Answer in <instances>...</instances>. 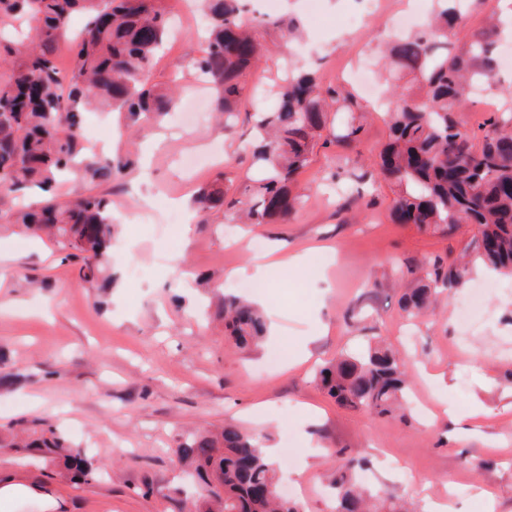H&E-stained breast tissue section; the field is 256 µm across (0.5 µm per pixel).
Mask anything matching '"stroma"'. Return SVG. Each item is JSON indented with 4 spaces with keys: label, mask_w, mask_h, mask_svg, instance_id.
<instances>
[{
    "label": "stroma",
    "mask_w": 512,
    "mask_h": 512,
    "mask_svg": "<svg viewBox=\"0 0 512 512\" xmlns=\"http://www.w3.org/2000/svg\"><path fill=\"white\" fill-rule=\"evenodd\" d=\"M432 0H380L360 31L345 18L363 0H323L324 17L308 18L303 0H280L278 12L301 19L304 37L288 42L278 28L258 34L272 51L245 79L234 132L206 118L185 134L172 126L118 136L111 117L87 115L93 149L134 151L138 164L125 182L102 185L123 210L108 254L114 277L102 292L76 280L77 265L52 242L18 234L0 256V427L38 431L61 427L72 447L99 469L97 481L74 483L61 456L0 447V482L21 480L56 504V512H178L174 490L186 483L175 462L182 434L215 431L225 422L261 434L277 448L282 489L303 512H333L323 479L328 453L357 450L369 465L365 485L379 495L432 512H512V277L473 267L467 287L453 290L435 313L408 321L398 299L424 260L457 257L463 231L422 233L390 220L393 193L373 175L372 159L388 138L373 101L358 96L364 114L360 144L317 145L297 177L302 204L285 224H170L164 208L143 223L144 201H191L223 178L241 189L251 164L253 114L277 109L270 92L285 63L336 82L339 65L357 59L376 78L387 104L409 93L382 67L380 46L400 35L391 15L428 14ZM203 44L181 28L156 60L152 80L192 93L191 62ZM512 106V74L473 95L456 119L482 138L490 113ZM217 161L188 167L195 143ZM286 251L318 247L319 271L266 270V302L279 316L263 344L240 352L215 317L232 294V271L252 268L254 245ZM491 291L470 324L457 309L482 282ZM384 340L407 353L413 398L422 402L407 422L375 419L338 407L320 391L314 372L342 350ZM309 343L306 361L296 355Z\"/></svg>",
    "instance_id": "1"
}]
</instances>
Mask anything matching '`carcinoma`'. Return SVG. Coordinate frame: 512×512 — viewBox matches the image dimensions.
<instances>
[{
	"instance_id": "carcinoma-1",
	"label": "carcinoma",
	"mask_w": 512,
	"mask_h": 512,
	"mask_svg": "<svg viewBox=\"0 0 512 512\" xmlns=\"http://www.w3.org/2000/svg\"><path fill=\"white\" fill-rule=\"evenodd\" d=\"M167 0H0V26L25 20L22 40L0 36V227L22 225L45 236L82 262L79 281L108 288L107 255L112 245V202L97 188L122 179L133 168L128 155L105 158L84 145L83 114L91 108L118 113L126 129L163 123L176 93L151 81L158 52L171 31ZM206 46L193 60L213 91L218 124L229 131L244 89L246 72L267 48L256 38V23L244 20L242 0H204ZM437 8L425 31L407 36L389 50L391 62L413 74L417 91L386 113L389 138L373 162L376 175L393 193L396 224L421 232H452L474 226L464 253L449 263L430 258L424 274L404 289L399 306L415 318L434 311L445 290L467 284L470 265L512 276V107L497 111L485 135L474 141L454 113L470 89L493 77L498 20L472 34L466 47L452 51L453 38L469 21L452 0ZM86 22L75 37V14ZM71 42V67L58 58ZM274 112L255 117L252 166L257 176L239 197H228L223 179L202 187L193 200L200 224L230 216L242 224L286 223L297 212L295 177L304 169L332 110L351 114L336 142L361 141L358 103L340 85L323 88L312 72L287 75ZM86 190L73 198L58 195L65 181ZM226 335L250 349L266 334L262 311L235 295L220 309ZM324 393L339 406L374 418L408 421L410 380L404 356L381 342L358 355L341 353L318 372ZM27 448L67 453V467L85 481L95 472L89 459L51 432ZM178 462L193 469L203 512H300L279 501L277 467L253 436L228 422L217 433H190L178 445ZM364 457L340 455L331 477L336 512H414L412 504H386L361 484Z\"/></svg>"
}]
</instances>
